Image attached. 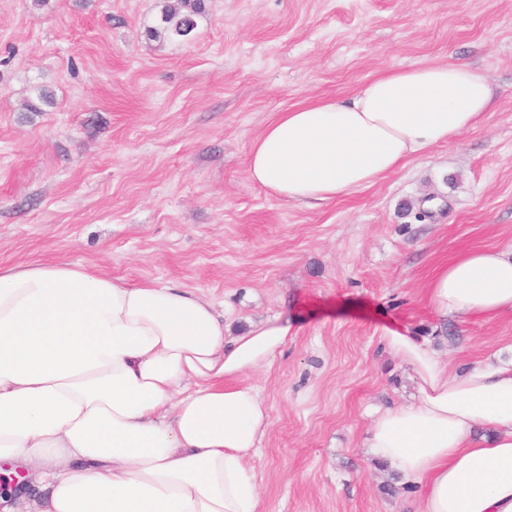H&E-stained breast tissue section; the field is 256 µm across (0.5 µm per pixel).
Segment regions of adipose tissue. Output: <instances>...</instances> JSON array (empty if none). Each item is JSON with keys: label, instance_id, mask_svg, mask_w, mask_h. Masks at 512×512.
Returning a JSON list of instances; mask_svg holds the SVG:
<instances>
[{"label": "adipose tissue", "instance_id": "ef3b65f1", "mask_svg": "<svg viewBox=\"0 0 512 512\" xmlns=\"http://www.w3.org/2000/svg\"><path fill=\"white\" fill-rule=\"evenodd\" d=\"M491 101L467 65L390 69L351 100L279 113L252 142L249 178L330 202L454 143ZM427 296L443 316L512 313V251L458 254ZM290 332L275 316L226 336L200 291L130 285L80 261L0 265V477L33 478L0 496V512H265L254 461L269 407L246 377ZM383 341L411 366L417 398L374 418L370 455L421 487L418 512H512V360L454 371L416 336Z\"/></svg>", "mask_w": 512, "mask_h": 512}]
</instances>
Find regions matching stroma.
<instances>
[{"label": "stroma", "instance_id": "obj_1", "mask_svg": "<svg viewBox=\"0 0 512 512\" xmlns=\"http://www.w3.org/2000/svg\"><path fill=\"white\" fill-rule=\"evenodd\" d=\"M160 9L0 0V264L195 289L234 334L287 316V346L251 376L269 512H416L418 488L364 448L376 412L416 394L381 336L410 331L456 368L512 358V314L444 317L425 289L461 250L512 249V0H205L181 42L148 36ZM433 63L492 86L456 144L331 203L249 179L277 113ZM41 88L53 105L27 111Z\"/></svg>", "mask_w": 512, "mask_h": 512}]
</instances>
